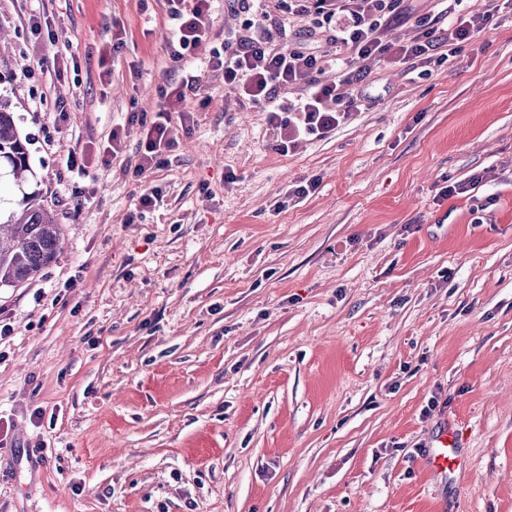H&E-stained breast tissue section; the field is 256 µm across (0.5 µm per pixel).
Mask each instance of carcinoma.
<instances>
[{
	"label": "carcinoma",
	"mask_w": 512,
	"mask_h": 512,
	"mask_svg": "<svg viewBox=\"0 0 512 512\" xmlns=\"http://www.w3.org/2000/svg\"><path fill=\"white\" fill-rule=\"evenodd\" d=\"M19 118L0 100V178L17 185L30 181L27 138L18 129ZM61 225L31 192L5 209L0 207V287L23 284L51 263L62 249Z\"/></svg>",
	"instance_id": "carcinoma-1"
}]
</instances>
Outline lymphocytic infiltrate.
I'll list each match as a JSON object with an SVG mask.
<instances>
[{"mask_svg": "<svg viewBox=\"0 0 512 512\" xmlns=\"http://www.w3.org/2000/svg\"><path fill=\"white\" fill-rule=\"evenodd\" d=\"M403 0H294L300 12L314 16L312 27L296 33L293 41L281 43L284 20H272L257 0H234V14L244 15L240 28H228L221 48H209L214 0H167L175 25L166 38L173 67L184 69L180 81L158 88L159 102L149 115L129 113L127 123L139 126L140 157L132 174L144 178L163 166L175 145L170 135L174 116H186L189 97H201L204 88L190 69L200 48H208L204 61L211 71L222 73L225 85L237 88L250 103L267 108V123L274 134L273 148L282 154L304 143L327 137L357 111L361 96L352 84L360 80L352 70L337 80L325 82L318 74L326 56L348 50L352 61L380 57L396 64H410L432 72L441 67L464 43L476 41L490 27L493 9L416 17L414 35L404 43L386 40L392 21L405 18ZM449 19L448 30L436 25ZM297 88L291 102L277 101L281 86Z\"/></svg>", "mask_w": 512, "mask_h": 512, "instance_id": "obj_1", "label": "lymphocytic infiltrate"}]
</instances>
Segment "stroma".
I'll list each match as a JSON object with an SVG mask.
<instances>
[{"label":"stroma","instance_id":"1","mask_svg":"<svg viewBox=\"0 0 512 512\" xmlns=\"http://www.w3.org/2000/svg\"><path fill=\"white\" fill-rule=\"evenodd\" d=\"M172 26L163 0H0V98L65 233L0 287V512H512V13L428 77L366 61L360 109L290 155L202 71L130 224L138 128L97 154L181 78ZM446 422L469 469L445 484L424 448Z\"/></svg>","mask_w":512,"mask_h":512}]
</instances>
